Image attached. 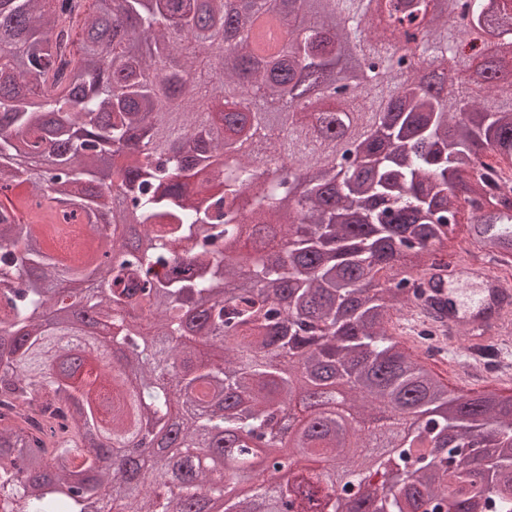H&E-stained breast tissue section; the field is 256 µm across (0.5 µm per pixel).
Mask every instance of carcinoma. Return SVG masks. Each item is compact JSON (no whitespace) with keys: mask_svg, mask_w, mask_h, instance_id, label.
I'll return each mask as SVG.
<instances>
[{"mask_svg":"<svg viewBox=\"0 0 512 512\" xmlns=\"http://www.w3.org/2000/svg\"><path fill=\"white\" fill-rule=\"evenodd\" d=\"M374 2L0 0V512H329L338 459L363 512H512V398L457 395L391 341L418 314L404 252L465 218L512 264V0H405L433 63L408 85ZM77 211L112 234L64 255ZM109 348L120 371L92 376ZM328 381L362 441L422 423L377 451L311 435L286 483L240 495L234 460L288 466L276 412H332L299 398Z\"/></svg>","mask_w":512,"mask_h":512,"instance_id":"carcinoma-1","label":"carcinoma"}]
</instances>
